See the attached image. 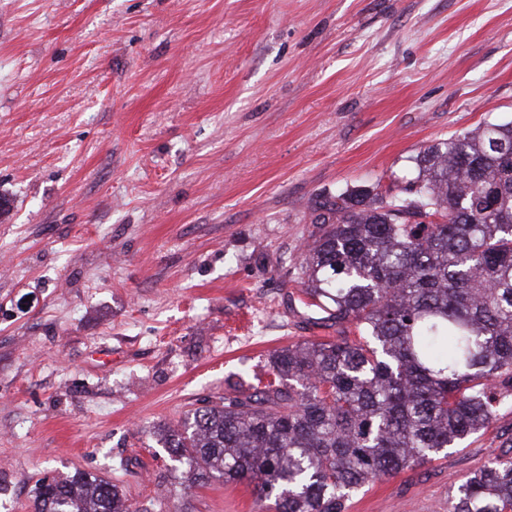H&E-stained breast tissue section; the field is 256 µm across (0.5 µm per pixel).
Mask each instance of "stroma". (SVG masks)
Wrapping results in <instances>:
<instances>
[{
    "label": "stroma",
    "instance_id": "35a3bbf8",
    "mask_svg": "<svg viewBox=\"0 0 512 512\" xmlns=\"http://www.w3.org/2000/svg\"><path fill=\"white\" fill-rule=\"evenodd\" d=\"M512 120V0H0V495L80 470L140 512L181 491L160 431L275 349L335 335L302 292L323 202ZM512 456V402L347 512H448Z\"/></svg>",
    "mask_w": 512,
    "mask_h": 512
}]
</instances>
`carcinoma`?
Returning a JSON list of instances; mask_svg holds the SVG:
<instances>
[{"label": "carcinoma", "mask_w": 512, "mask_h": 512, "mask_svg": "<svg viewBox=\"0 0 512 512\" xmlns=\"http://www.w3.org/2000/svg\"><path fill=\"white\" fill-rule=\"evenodd\" d=\"M389 199L348 194L312 218L302 286L336 335L275 350L166 448L185 488L247 482L258 512H346L352 495L490 423L512 397V121L415 157ZM34 512H140L84 472L43 482ZM448 512H512V458L469 476Z\"/></svg>", "instance_id": "cac0c4a2"}]
</instances>
